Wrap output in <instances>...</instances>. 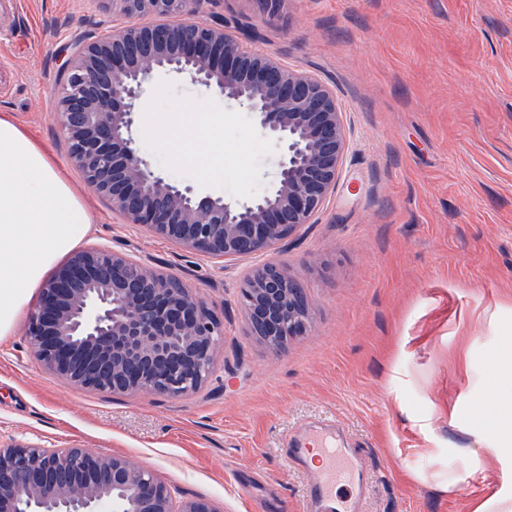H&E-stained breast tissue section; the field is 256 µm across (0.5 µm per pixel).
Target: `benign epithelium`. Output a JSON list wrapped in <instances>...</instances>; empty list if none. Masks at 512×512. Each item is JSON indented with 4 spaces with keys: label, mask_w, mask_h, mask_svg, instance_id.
Instances as JSON below:
<instances>
[{
    "label": "benign epithelium",
    "mask_w": 512,
    "mask_h": 512,
    "mask_svg": "<svg viewBox=\"0 0 512 512\" xmlns=\"http://www.w3.org/2000/svg\"><path fill=\"white\" fill-rule=\"evenodd\" d=\"M200 0H112L128 17L152 15L102 37L72 40L58 71L55 106L71 162L126 224L185 251L228 259L264 253L294 234L336 188L344 134L336 100L316 79L254 51V29L197 17ZM174 74L244 107L280 145L278 179L264 197L231 204L150 170L131 128L144 86ZM276 263L240 289L252 335L278 348L304 335L309 305ZM27 336L43 369L65 383L112 394L182 398L210 380L224 326L173 271L89 248L40 289ZM217 512L173 491L126 456L79 445L0 443V512Z\"/></svg>",
    "instance_id": "benign-epithelium-1"
}]
</instances>
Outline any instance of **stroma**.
Here are the masks:
<instances>
[{"label":"stroma","instance_id":"1","mask_svg":"<svg viewBox=\"0 0 512 512\" xmlns=\"http://www.w3.org/2000/svg\"><path fill=\"white\" fill-rule=\"evenodd\" d=\"M199 15L253 23L255 50L334 93L345 151L310 224L267 253L220 261L124 224L71 164L57 71L79 33L125 25L110 0H0V113H12L89 205L85 246L179 273L224 323L210 382L184 399L67 385L34 359L26 323L0 340V439L133 458L176 498L218 512H303L311 472L285 455L307 423L342 427L362 451L365 512H471L512 496L505 420L479 417L485 387L512 390V0H200ZM158 113H208L224 175L175 163L135 113L140 156L167 181L228 202L267 194L281 148L249 112L186 78L157 77ZM276 262L304 288L311 325L285 349L251 335L240 288Z\"/></svg>","mask_w":512,"mask_h":512}]
</instances>
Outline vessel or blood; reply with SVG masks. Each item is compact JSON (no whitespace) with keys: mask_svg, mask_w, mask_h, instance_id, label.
<instances>
[{"mask_svg":"<svg viewBox=\"0 0 512 512\" xmlns=\"http://www.w3.org/2000/svg\"><path fill=\"white\" fill-rule=\"evenodd\" d=\"M314 448L321 466L306 491L307 512H363L369 482L357 450L336 428L312 425L291 439L287 455L301 465Z\"/></svg>","mask_w":512,"mask_h":512,"instance_id":"b4317fda","label":"vessel or blood"}]
</instances>
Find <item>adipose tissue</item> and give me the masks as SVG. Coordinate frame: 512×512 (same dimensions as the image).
Segmentation results:
<instances>
[{"mask_svg": "<svg viewBox=\"0 0 512 512\" xmlns=\"http://www.w3.org/2000/svg\"><path fill=\"white\" fill-rule=\"evenodd\" d=\"M178 162L201 161L205 179L224 168V141L206 117L151 114ZM92 215L48 153L0 113V339L13 335L45 273L86 238Z\"/></svg>", "mask_w": 512, "mask_h": 512, "instance_id": "ef3b65f1", "label": "adipose tissue"}]
</instances>
